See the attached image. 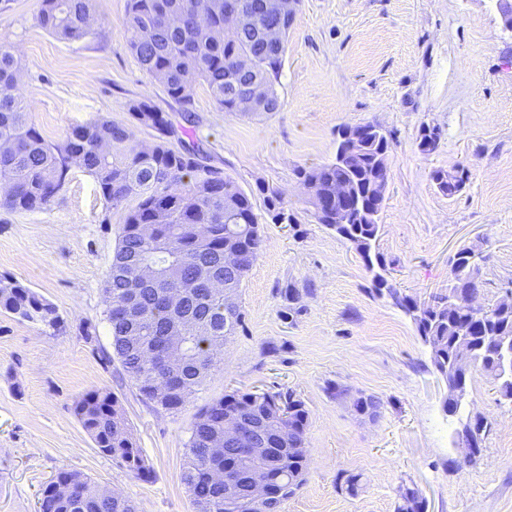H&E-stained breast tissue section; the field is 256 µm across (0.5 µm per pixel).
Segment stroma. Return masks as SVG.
<instances>
[{
	"mask_svg": "<svg viewBox=\"0 0 512 512\" xmlns=\"http://www.w3.org/2000/svg\"><path fill=\"white\" fill-rule=\"evenodd\" d=\"M96 37L63 41L36 20L40 0L0 6V42L18 47L31 117L50 141L100 117L137 126L132 102L150 97L200 143L206 161L252 193L262 248L241 288L244 323L223 361L176 412L140 396L107 362L103 288L122 221L80 169L48 209L0 210V278L53 303L57 326L0 311V512H37L40 490L69 470L122 491L138 512H195L182 480L190 429L210 400L234 390L295 392L310 417L306 481L281 512H396L403 488L427 512H512V403L473 372L462 415L488 424L466 462L448 384L410 318L373 290L345 239L318 224L296 176L335 158L337 131L373 123L390 135L386 200L376 249L389 285L420 303L447 292L449 260L473 247L487 261L482 305L512 285V32L497 0H298L288 36L278 111L220 110L194 89L193 120L125 46L128 0H98ZM440 139L421 151L423 126ZM469 179L455 196L432 175L456 166ZM281 192L292 215L273 223L265 199ZM299 298L288 302L286 289ZM118 397L148 479L126 474L95 448L74 407L88 391ZM375 396L376 418L354 401ZM360 478L357 494L346 480Z\"/></svg>",
	"mask_w": 512,
	"mask_h": 512,
	"instance_id": "obj_1",
	"label": "stroma"
}]
</instances>
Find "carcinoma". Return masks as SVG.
I'll return each mask as SVG.
<instances>
[{"label":"carcinoma","instance_id":"obj_1","mask_svg":"<svg viewBox=\"0 0 512 512\" xmlns=\"http://www.w3.org/2000/svg\"><path fill=\"white\" fill-rule=\"evenodd\" d=\"M244 23L237 26L224 16V0H206L198 12L194 0H128L124 21L125 45L140 67L157 80L167 96L183 111H191L193 89L207 85L218 108L241 112V103L253 101L249 112H276L281 100L278 87L284 66L288 31L293 14L272 16L262 0H236ZM96 0H41L38 24L61 40H81L96 35L100 18ZM279 37L271 38V31ZM20 56L16 46L0 43V209H45L80 168L90 174L105 201L123 209L117 243L105 280L106 319L112 353L139 393L170 411L180 410L221 363L215 347L242 326L241 305L224 310V284L234 281L256 261L262 236L253 195L221 171L204 163L199 145L188 144L168 113L148 98L130 105L138 125L155 132L147 145L126 125L99 118L72 129L61 142L47 141L31 119V108L20 84ZM365 136L351 164L342 160L343 143L329 163L297 171L300 182L314 187L326 203L316 222L356 246L367 269L384 266L371 256L384 197L380 194V164L390 139L380 126H361ZM438 189L453 196L468 174L436 171ZM350 184L353 209L346 222L336 223V187ZM266 209L277 223H290L281 194L266 197ZM236 254L238 269L224 267V253ZM157 270L143 278L140 265ZM479 265L472 248L460 249L451 260L452 285L473 282ZM374 289L386 293L410 315L422 341L431 349L434 370L448 379L453 398L452 415L460 413L472 372L480 370L496 383L500 396L512 403V305H496L477 326H472L465 306H448V296H438L420 306L402 297L380 274ZM180 293L181 314L186 317L183 336L171 333V295ZM0 309L32 323L54 326L56 307L13 278L0 279ZM183 346L176 373L168 369L167 356ZM172 384L168 399L157 401L153 386ZM288 411V432L280 436L277 450L262 456L272 490V502L281 505L305 482L309 458L295 452L305 447L309 411L305 402L289 391L232 392L203 406L196 416L187 447L182 480L193 497L195 512H256L250 505L249 486L235 484L234 509L224 507V482L212 472L224 468V456L212 445L224 441V420L237 416L264 422L272 430L280 424V409ZM74 412L95 447L127 473L147 479L150 469L137 448L118 399L111 390L94 389L75 404ZM72 488L70 496L57 492ZM39 512H137L136 504L122 492H104L87 476L61 471L47 484L39 499ZM396 512H427L426 501L413 489L401 494Z\"/></svg>","mask_w":512,"mask_h":512}]
</instances>
